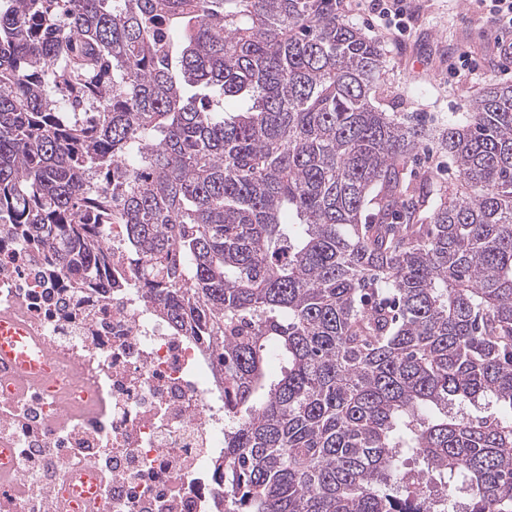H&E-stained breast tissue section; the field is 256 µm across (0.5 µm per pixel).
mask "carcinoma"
<instances>
[{
    "instance_id": "carcinoma-1",
    "label": "carcinoma",
    "mask_w": 512,
    "mask_h": 512,
    "mask_svg": "<svg viewBox=\"0 0 512 512\" xmlns=\"http://www.w3.org/2000/svg\"><path fill=\"white\" fill-rule=\"evenodd\" d=\"M384 67L332 0H0V224L216 363L224 512H413L409 458L512 512V85L437 132L449 194ZM436 171L440 182L453 192L460 183L459 171L448 154L440 152L437 145L425 140L414 153L409 172L414 182L419 183L430 172ZM103 236L112 248V272L115 269L126 267L128 262L125 251V234L121 224L101 225Z\"/></svg>"
}]
</instances>
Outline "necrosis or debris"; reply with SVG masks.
<instances>
[{
	"instance_id": "necrosis-or-debris-1",
	"label": "necrosis or debris",
	"mask_w": 512,
	"mask_h": 512,
	"mask_svg": "<svg viewBox=\"0 0 512 512\" xmlns=\"http://www.w3.org/2000/svg\"><path fill=\"white\" fill-rule=\"evenodd\" d=\"M0 225V313L22 317L51 360L50 385L0 375V512H74L81 472L96 512H222L220 381L137 288L63 273Z\"/></svg>"
}]
</instances>
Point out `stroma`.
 I'll return each mask as SVG.
<instances>
[{
  "label": "stroma",
  "instance_id": "1",
  "mask_svg": "<svg viewBox=\"0 0 512 512\" xmlns=\"http://www.w3.org/2000/svg\"><path fill=\"white\" fill-rule=\"evenodd\" d=\"M374 0H336L337 13L362 32L378 39L386 55L379 105L403 112L425 126H445L452 116L472 111L482 88L512 84V55L497 50L488 34L486 13L473 0H410V28L403 37L383 33L376 24ZM472 68L452 74L449 64L462 51ZM437 172L448 190L460 183L459 171L447 154L426 140L414 153L409 172L419 182Z\"/></svg>",
  "mask_w": 512,
  "mask_h": 512
}]
</instances>
